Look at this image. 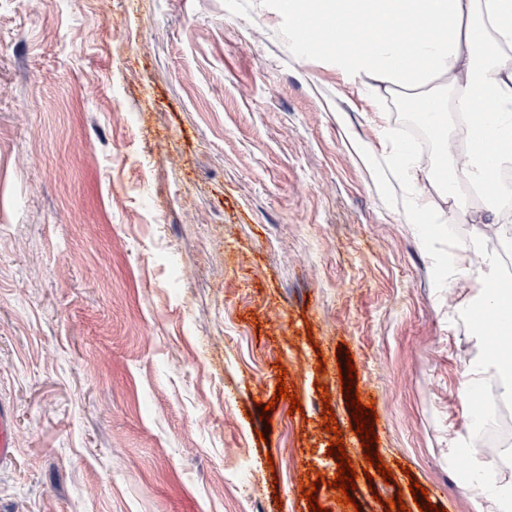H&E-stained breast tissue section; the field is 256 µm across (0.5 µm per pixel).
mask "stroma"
<instances>
[{
	"label": "stroma",
	"mask_w": 512,
	"mask_h": 512,
	"mask_svg": "<svg viewBox=\"0 0 512 512\" xmlns=\"http://www.w3.org/2000/svg\"><path fill=\"white\" fill-rule=\"evenodd\" d=\"M405 115L302 50L278 0H0L10 512H309L314 480L337 512L327 408L359 512H420L414 480L476 512L478 258L448 248L479 227L411 213L439 194L405 183Z\"/></svg>",
	"instance_id": "stroma-1"
}]
</instances>
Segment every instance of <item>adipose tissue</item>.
<instances>
[{"label": "adipose tissue", "instance_id": "adipose-tissue-1", "mask_svg": "<svg viewBox=\"0 0 512 512\" xmlns=\"http://www.w3.org/2000/svg\"><path fill=\"white\" fill-rule=\"evenodd\" d=\"M281 10L299 23L298 34L309 47L334 46L336 63L387 93L421 100L438 140L448 130L436 117L461 118L465 137L448 152L445 174L421 171L404 163L405 177L424 174L451 202L453 215H467L471 203L458 192L467 183L484 196L485 223L497 224V199L506 187L488 191L490 171L512 169V0H278ZM497 256L482 255L481 284L473 302L486 309L512 311V290L500 287ZM480 340L485 353L468 369L469 388L495 373L502 395L512 399V347L496 343L490 332ZM488 502L483 512H512V481L494 479L499 463L473 458Z\"/></svg>", "mask_w": 512, "mask_h": 512}]
</instances>
